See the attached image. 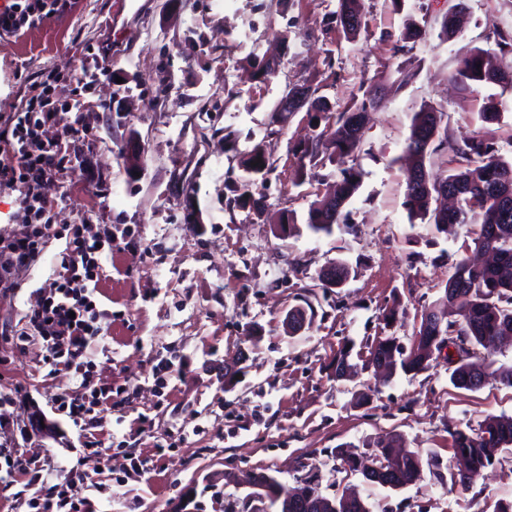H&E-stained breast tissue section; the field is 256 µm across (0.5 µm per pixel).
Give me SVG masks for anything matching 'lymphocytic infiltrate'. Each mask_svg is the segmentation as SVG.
I'll return each instance as SVG.
<instances>
[{"mask_svg":"<svg viewBox=\"0 0 512 512\" xmlns=\"http://www.w3.org/2000/svg\"><path fill=\"white\" fill-rule=\"evenodd\" d=\"M57 9L56 0H5L0 5V31L16 32L22 24L42 20ZM54 93L49 84L35 85L25 112L0 130V142L8 144L17 158L16 164H0V191L15 193V215L23 221L13 239L0 241L1 294L16 288V269L41 253L51 230L43 221L47 202L41 189L45 181L62 175L63 145L43 140L39 130L55 121ZM112 244L108 231L88 236L74 232L61 256L62 275L27 315L32 330L45 342L53 367L81 374L89 364V339L95 333L90 284L102 257L111 254ZM54 406L73 421L94 424L113 407L112 386L95 385L83 377L77 389L58 394Z\"/></svg>","mask_w":512,"mask_h":512,"instance_id":"obj_1","label":"lymphocytic infiltrate"}]
</instances>
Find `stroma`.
<instances>
[{"label":"stroma","mask_w":512,"mask_h":512,"mask_svg":"<svg viewBox=\"0 0 512 512\" xmlns=\"http://www.w3.org/2000/svg\"><path fill=\"white\" fill-rule=\"evenodd\" d=\"M459 33L447 42L429 37L394 53L405 13L434 28L457 0H362L356 42L337 46L324 28L337 0H281L268 10L259 0H64L44 22L0 36V117L25 111L35 82L47 73L69 79L94 71L78 98L60 95L54 127L80 126L67 140L60 180L44 185L52 203L51 234L43 252L20 267L13 294H0V461L21 457L43 465V484L14 472L0 480V512H33L44 485L83 476L92 512H223L244 489L225 483L227 471L268 470L288 487L315 473L329 495L349 486L371 512H491L512 502V447L466 489L423 473L392 490L342 472L333 448L347 444L371 453L380 436L437 454L453 465L451 433L488 414L512 415V388L487 379L476 391L454 387L451 365L439 362L389 383L364 370L335 379L332 368L346 344L363 349L383 330V314L399 308L397 334L410 342L423 306L444 287L448 257L467 230L437 232L409 222L403 206L405 149L413 112L442 103L458 138L480 131L489 95H502L503 116L492 130L502 155L512 157V94L487 85L459 90L451 75L470 48L495 51L486 35L512 28V0H464ZM286 37L284 59L297 79L323 84L334 108L359 87L403 66L417 77L406 90L385 94L371 114L354 163L361 186L348 204L352 222L332 235L304 227L314 184L299 169L296 151L317 130L303 112L282 117L277 132L264 124L284 82L265 83L251 52L272 51ZM341 49L336 80L324 84L325 58ZM130 98L116 95L118 84ZM262 141L274 165L254 189L267 209L291 211L297 231L277 226L226 200L244 172L238 153L248 136ZM141 138L139 164L120 159V145ZM111 227L115 245L97 270L93 300L99 311L90 343L92 379L122 389L123 403L98 420L91 434L111 461L88 454L90 434L59 415L58 393L74 388L71 372H51L40 337L26 315L61 272L59 256L78 227ZM345 260L353 268L340 288H318L319 270ZM312 304L305 329L287 334L288 310ZM247 361L237 376L228 366L239 351ZM39 412L50 426L28 425Z\"/></svg>","instance_id":"35a3bbf8"}]
</instances>
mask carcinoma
I'll use <instances>...</instances> for the list:
<instances>
[{
	"label": "carcinoma",
	"instance_id": "cac0c4a2",
	"mask_svg": "<svg viewBox=\"0 0 512 512\" xmlns=\"http://www.w3.org/2000/svg\"><path fill=\"white\" fill-rule=\"evenodd\" d=\"M326 18L339 22L342 39L352 42L361 30L360 0H337V9ZM428 32L407 18L394 50L399 52L405 44L425 39ZM493 39L501 60L497 72L490 75L481 66L485 50L474 48L458 59L454 79L461 90L476 92L485 84H495L502 91L512 90V30L496 29ZM253 65L263 81L277 79L280 71L272 67L266 56L254 54ZM311 98L307 111L324 112L331 120L326 139L316 138L308 144L298 158L300 168L316 166L320 156L331 162L355 155L361 151L369 120L382 86L359 89L350 103L341 110H331L326 97L319 94L320 86L307 85ZM448 116L442 105L424 104L413 113L406 138L405 152L415 168L425 171L426 164L440 159L454 164L441 183L458 193L456 209L448 217L450 224H471L472 242L478 251H493L498 256L495 264L472 265L467 258L453 255L451 275L439 300L421 313V320H429L427 329H419L406 348L399 337L381 336L370 351L372 357L383 359L389 375L401 371L405 374L423 372L431 367L432 353L440 352L446 343L461 352L450 375L451 383L460 389L477 390L485 382L482 352L489 351V342L512 333V159L500 154L489 128L458 141L449 133ZM481 121L487 125L500 121L501 113L494 97L480 112ZM240 165L245 172L240 192L229 204L240 210L255 209L253 187L265 180L273 162L265 154L262 143L256 142L242 153ZM333 180L324 194L310 203L306 226L314 233L330 234L334 227L349 224L350 212L342 208L330 213L325 207L334 195L336 201H349L361 184V172L354 167L343 168L336 177L324 175L319 184ZM406 190L404 207L410 220L421 219L437 227V183L427 189L412 185L410 174H405ZM257 210V209H255ZM262 213V210H257ZM454 455L469 458L473 475L499 461L500 454L512 446V416L488 414L475 426L467 425L451 433ZM373 463L400 473L403 480L415 483L421 478L423 467H428L433 477L444 482L442 461L437 456L422 458L417 450H409L399 439L376 442ZM336 512H370L368 505L359 498H350L348 488L332 495Z\"/></svg>",
	"mask_w": 512,
	"mask_h": 512
}]
</instances>
